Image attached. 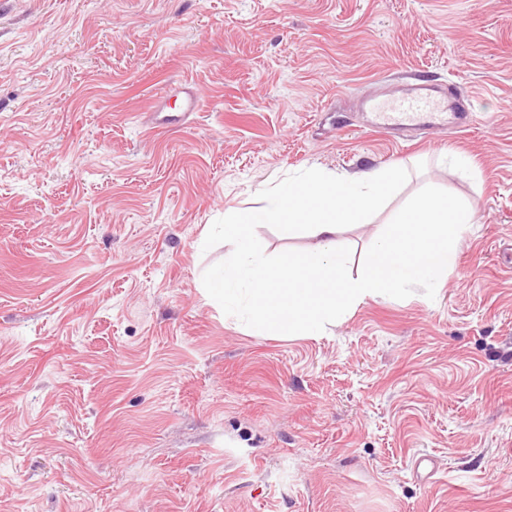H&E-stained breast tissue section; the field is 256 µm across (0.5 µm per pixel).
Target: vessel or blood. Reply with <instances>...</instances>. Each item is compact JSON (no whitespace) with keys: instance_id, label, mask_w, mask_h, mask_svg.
<instances>
[{"instance_id":"obj_1","label":"vessel or blood","mask_w":512,"mask_h":512,"mask_svg":"<svg viewBox=\"0 0 512 512\" xmlns=\"http://www.w3.org/2000/svg\"><path fill=\"white\" fill-rule=\"evenodd\" d=\"M365 104L373 115L375 128L395 134L405 130L430 131L456 122L466 128L474 116L458 94L439 85L413 83L390 101L371 97ZM202 99L193 84L181 79L169 83L164 93L155 96L148 109L151 128L173 129L186 125L202 109Z\"/></svg>"}]
</instances>
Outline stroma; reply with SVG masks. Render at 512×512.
<instances>
[{
    "label": "stroma",
    "instance_id": "obj_1",
    "mask_svg": "<svg viewBox=\"0 0 512 512\" xmlns=\"http://www.w3.org/2000/svg\"><path fill=\"white\" fill-rule=\"evenodd\" d=\"M419 78L473 125L372 130ZM312 165L474 204L435 298L206 303V225ZM0 512H512V0H0ZM175 92L180 96L178 110L172 112L169 105V94ZM202 99L193 84L181 79L171 82L165 90L155 96L146 112L147 122L151 128L173 129L186 125L192 115L202 109Z\"/></svg>",
    "mask_w": 512,
    "mask_h": 512
}]
</instances>
